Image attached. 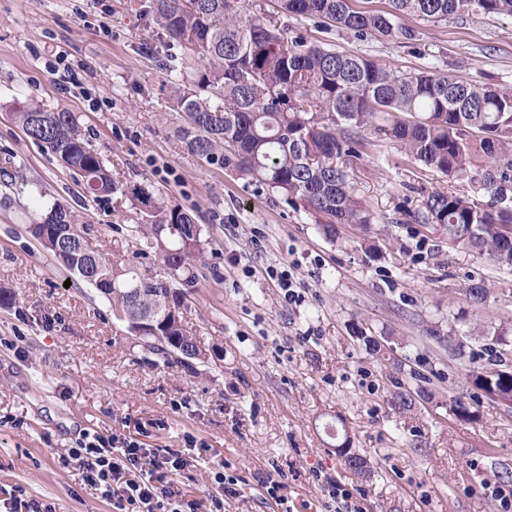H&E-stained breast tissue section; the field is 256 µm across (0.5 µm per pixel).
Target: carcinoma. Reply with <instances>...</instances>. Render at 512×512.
<instances>
[{"mask_svg": "<svg viewBox=\"0 0 512 512\" xmlns=\"http://www.w3.org/2000/svg\"><path fill=\"white\" fill-rule=\"evenodd\" d=\"M387 11H361L349 0H274L282 18L309 19L357 37L413 40L403 17L428 22L450 15L512 16V0H389ZM152 22L181 56L163 67L175 79L174 100L184 113L179 129L187 150L212 165L263 181L286 200L338 224L372 223L342 157L359 154L368 137L396 146L409 160L450 178L480 184L486 199L433 192L414 217L448 235V244L512 272V90L472 84L454 75L386 69L362 55L289 37L278 25L245 7L243 0H151ZM24 134L49 150L81 178L84 192L98 200L120 192L137 206L135 225L145 254H154L160 274L145 278L117 267L90 245L89 228L73 222L55 201L30 234L56 263L97 289L112 318L138 336L143 350L166 363L192 356L209 361L183 320L184 288L196 281L208 239L195 218L168 206L144 184L125 189L112 179L101 154L82 136L78 118L34 103L15 108ZM474 305L490 289L470 280L463 288ZM492 368L475 367L469 380L495 401L512 396V359L490 354ZM450 410L474 420L478 410L460 398Z\"/></svg>", "mask_w": 512, "mask_h": 512, "instance_id": "carcinoma-1", "label": "carcinoma"}]
</instances>
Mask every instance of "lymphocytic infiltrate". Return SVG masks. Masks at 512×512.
<instances>
[{
	"instance_id": "obj_1",
	"label": "lymphocytic infiltrate",
	"mask_w": 512,
	"mask_h": 512,
	"mask_svg": "<svg viewBox=\"0 0 512 512\" xmlns=\"http://www.w3.org/2000/svg\"><path fill=\"white\" fill-rule=\"evenodd\" d=\"M62 463H76L85 490L111 503L113 512H198L175 476L187 464L182 453L158 454L133 437L114 446L112 439L84 435L64 449Z\"/></svg>"
}]
</instances>
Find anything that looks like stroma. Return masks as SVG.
I'll list each match as a JSON object with an SVG mask.
<instances>
[{
    "label": "stroma",
    "mask_w": 512,
    "mask_h": 512,
    "mask_svg": "<svg viewBox=\"0 0 512 512\" xmlns=\"http://www.w3.org/2000/svg\"><path fill=\"white\" fill-rule=\"evenodd\" d=\"M149 2L0 0V288L17 298L0 307V488L22 486L56 512H112L58 461L90 432L210 449V461L177 481L205 500L213 463H224L240 482L223 512H281L261 486L278 472L293 512H329L322 475L345 484L360 512H503L482 485L512 475V413L489 404L466 373L470 360L486 363L494 334L512 338V273L449 249L445 233L413 219L431 192L470 195L471 182L369 140L349 170L373 222L326 235L302 205L187 151L162 67L173 48L146 15ZM404 23L416 40L357 38L296 18L288 33L394 70L512 88V17ZM25 100L76 112L117 183L152 185L197 215L211 246L184 321L211 351L209 365L168 366L144 353L94 288L66 286L30 235L39 198L58 199L111 261L159 272L130 233L128 198L85 196L25 136L12 116ZM292 260L307 290L286 306L267 270ZM470 276L491 288L486 304L462 292ZM358 328L385 345L387 360ZM452 336L464 356L449 350ZM404 391L415 400L407 410L397 403ZM456 396L479 409L477 420L451 414ZM337 420L370 479L347 469L327 436Z\"/></svg>",
    "instance_id": "35a3bbf8"
}]
</instances>
